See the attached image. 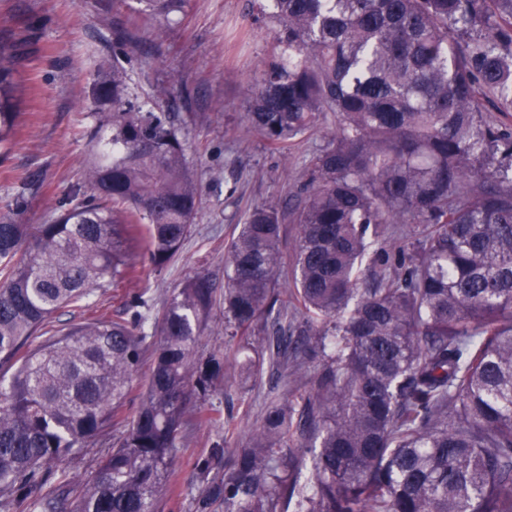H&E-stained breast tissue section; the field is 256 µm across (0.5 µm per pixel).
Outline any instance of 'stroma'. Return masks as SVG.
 I'll return each instance as SVG.
<instances>
[{"mask_svg": "<svg viewBox=\"0 0 512 512\" xmlns=\"http://www.w3.org/2000/svg\"><path fill=\"white\" fill-rule=\"evenodd\" d=\"M139 0H0V42L17 46L15 60L20 118L12 144L0 155V213L6 212L22 179L38 175L43 193L31 199L26 219L42 223L49 199L69 192L87 153L81 135L92 62L112 54L113 29L137 17L127 65L132 86L171 88L178 121L187 128L188 156L196 172L199 211L177 254L155 268L142 243L131 247L138 280L115 283L59 310L53 325L68 329L99 316L131 318L141 313L145 333L174 290L196 275L224 295V251L238 224L254 206L295 201L310 180L308 159L324 142L334 115L295 142L271 148L248 129L244 113L273 41L272 21L254 22L248 0H188L171 21L164 41H153L150 22L138 18ZM224 335V309L206 320L196 356L224 361V384L206 398L219 420L192 427L180 444L175 473L158 499L157 512H224L211 500L209 479L195 460L223 442L225 424L242 440L258 425L264 390L242 383ZM106 445L95 442L51 467L48 488H77L94 473Z\"/></svg>", "mask_w": 512, "mask_h": 512, "instance_id": "obj_1", "label": "stroma"}]
</instances>
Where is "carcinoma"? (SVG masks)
Wrapping results in <instances>:
<instances>
[{"mask_svg":"<svg viewBox=\"0 0 512 512\" xmlns=\"http://www.w3.org/2000/svg\"><path fill=\"white\" fill-rule=\"evenodd\" d=\"M146 15L187 0H139ZM277 22L245 122L280 148L326 112L299 207L252 208L224 254V331L246 339L240 380L284 367L302 392L271 398L224 468V512H512V0H268ZM114 29L96 61L90 158L41 224L0 216V499L39 512H156L193 401L220 361L195 358L216 304L187 280L155 320L146 392L123 402L146 352L144 319L64 332L52 316L136 278L138 236L161 268L194 223L185 128L166 92L134 90ZM14 45L0 43V149L20 112ZM298 225L281 288L285 224ZM395 224L410 228L395 237ZM35 335L45 337L30 347ZM112 442L76 506L38 496L49 467Z\"/></svg>","mask_w":512,"mask_h":512,"instance_id":"1","label":"carcinoma"}]
</instances>
